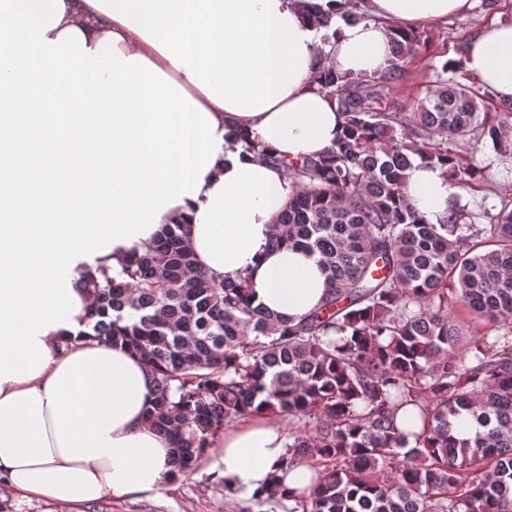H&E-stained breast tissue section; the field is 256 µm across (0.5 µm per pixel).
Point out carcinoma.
Segmentation results:
<instances>
[{
	"label": "carcinoma",
	"mask_w": 512,
	"mask_h": 512,
	"mask_svg": "<svg viewBox=\"0 0 512 512\" xmlns=\"http://www.w3.org/2000/svg\"><path fill=\"white\" fill-rule=\"evenodd\" d=\"M299 3L316 28L331 27L312 0ZM339 17L369 19L358 0ZM392 31V59L373 76L323 54L313 83L344 116L341 141L317 157L271 159L297 184L271 245L320 256L319 307L278 320L243 283L199 270L186 225L168 224L118 276L80 273L93 299L84 335L120 342L152 368L148 421L172 440L183 475L237 418L267 413L302 422L284 467L322 465L310 512H512V208L477 225L451 206L434 224L405 192L417 161L458 183L487 179L461 141L471 133L511 156L512 103L489 117V93L447 59L401 111L390 91L428 41ZM457 303L498 334L459 324ZM407 406L418 431L397 423ZM465 413L480 426L469 437L454 430Z\"/></svg>",
	"instance_id": "obj_1"
}]
</instances>
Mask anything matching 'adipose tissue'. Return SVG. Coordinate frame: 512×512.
I'll list each match as a JSON object with an SVG mask.
<instances>
[{
  "instance_id": "1",
  "label": "adipose tissue",
  "mask_w": 512,
  "mask_h": 512,
  "mask_svg": "<svg viewBox=\"0 0 512 512\" xmlns=\"http://www.w3.org/2000/svg\"><path fill=\"white\" fill-rule=\"evenodd\" d=\"M324 33L298 0H0V482L59 512L150 499L175 487L169 440L146 420L151 372L135 353L84 336L83 269L118 275L166 224L189 230L197 267L245 279L257 304L300 319L327 290L318 256L270 244L295 185L270 162L320 154L342 131L312 77L325 48L340 70L376 74L391 24L462 16L470 0H365L370 21ZM512 99V24H490L464 56ZM241 133L258 143L245 151ZM453 192L415 167L407 193L430 219ZM274 416L225 429L211 470L240 496L272 479L302 493L321 477L282 470Z\"/></svg>"
}]
</instances>
